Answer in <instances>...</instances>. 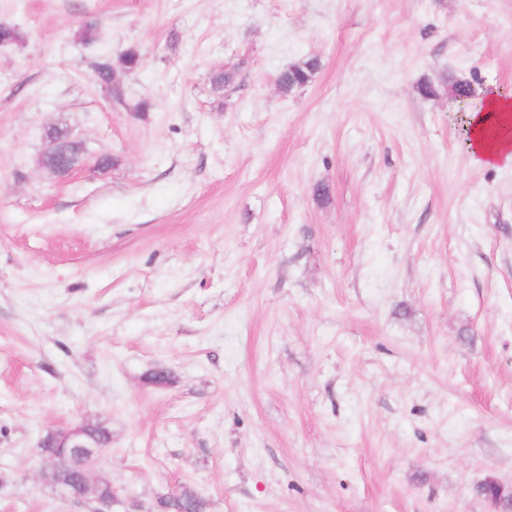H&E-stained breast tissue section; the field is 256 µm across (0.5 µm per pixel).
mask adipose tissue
Returning a JSON list of instances; mask_svg holds the SVG:
<instances>
[{
  "label": "adipose tissue",
  "instance_id": "obj_1",
  "mask_svg": "<svg viewBox=\"0 0 512 512\" xmlns=\"http://www.w3.org/2000/svg\"><path fill=\"white\" fill-rule=\"evenodd\" d=\"M468 154L478 167L512 165V94L493 92L485 109L470 116Z\"/></svg>",
  "mask_w": 512,
  "mask_h": 512
}]
</instances>
